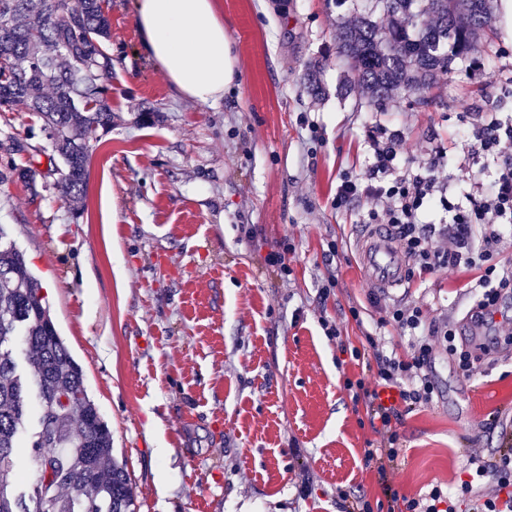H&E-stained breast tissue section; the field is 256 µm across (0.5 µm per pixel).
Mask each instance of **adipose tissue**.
Listing matches in <instances>:
<instances>
[{
    "label": "adipose tissue",
    "mask_w": 512,
    "mask_h": 512,
    "mask_svg": "<svg viewBox=\"0 0 512 512\" xmlns=\"http://www.w3.org/2000/svg\"><path fill=\"white\" fill-rule=\"evenodd\" d=\"M141 45L181 95L218 102L236 83L237 56L216 0H134Z\"/></svg>",
    "instance_id": "1"
}]
</instances>
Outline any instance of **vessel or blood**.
Here are the masks:
<instances>
[{
	"instance_id": "1",
	"label": "vessel or blood",
	"mask_w": 512,
	"mask_h": 512,
	"mask_svg": "<svg viewBox=\"0 0 512 512\" xmlns=\"http://www.w3.org/2000/svg\"><path fill=\"white\" fill-rule=\"evenodd\" d=\"M356 251L374 287L402 286L406 276V260L395 251L387 227L376 224L356 241Z\"/></svg>"
}]
</instances>
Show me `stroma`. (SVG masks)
Wrapping results in <instances>:
<instances>
[{"mask_svg": "<svg viewBox=\"0 0 512 512\" xmlns=\"http://www.w3.org/2000/svg\"><path fill=\"white\" fill-rule=\"evenodd\" d=\"M239 83L216 105L180 95L144 54L133 0H104L111 23L112 129L91 141L84 207L56 188L38 115L0 112V227L25 252L52 318L127 468L137 512H345V498L384 501L455 491L479 448L491 460L512 432V358L465 376L436 362L432 404L403 416L404 454L380 478L365 452L378 436L345 379L368 376L379 327L374 287L354 250L367 203L336 209L343 175L370 163L365 131L401 130L403 160L445 152L449 197L469 192L464 131L479 113L512 117V16L493 20L474 63L420 95L375 106L342 94L336 27L372 0H218ZM319 65L325 95L305 76ZM494 73L497 84L485 82ZM258 232L249 242L244 226ZM337 256H329V242ZM285 249L288 275L266 262ZM335 288H327L328 277ZM475 272L443 268L388 291L429 318H462ZM359 317H352L351 308ZM335 325L330 340L323 322Z\"/></svg>", "mask_w": 512, "mask_h": 512, "instance_id": "stroma-1", "label": "stroma"}]
</instances>
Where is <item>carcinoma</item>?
I'll use <instances>...</instances> for the list:
<instances>
[{
  "label": "carcinoma",
  "mask_w": 512,
  "mask_h": 512,
  "mask_svg": "<svg viewBox=\"0 0 512 512\" xmlns=\"http://www.w3.org/2000/svg\"><path fill=\"white\" fill-rule=\"evenodd\" d=\"M380 16L336 29L344 85L379 103L423 92L480 53L489 0H377ZM0 108L40 114L52 156L63 163L58 191L77 202L86 191L92 135L112 127L105 97L112 78L110 21L102 0H0ZM26 255L0 230V512H135L112 433L88 395L81 366L60 337ZM22 343L30 379L17 371ZM36 390V404L29 401ZM37 480L15 488L14 461L31 418Z\"/></svg>",
  "instance_id": "cac0c4a2"
}]
</instances>
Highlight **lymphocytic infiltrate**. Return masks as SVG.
<instances>
[{
  "label": "lymphocytic infiltrate",
  "instance_id": "1",
  "mask_svg": "<svg viewBox=\"0 0 512 512\" xmlns=\"http://www.w3.org/2000/svg\"><path fill=\"white\" fill-rule=\"evenodd\" d=\"M373 161L360 176L346 175L336 189L337 208L365 200L372 209L368 221L385 224L413 268L431 273L441 268H473L480 270L476 282L480 292L468 317L473 325L491 321L492 344H457L451 320L427 322L416 306L394 304L385 307L388 324L408 336L407 355L386 350L380 336L367 337L374 360L372 381H348L357 397L364 400L370 425L379 436L378 446L365 453L379 475H386L397 462L401 448L397 425L405 413L432 403L436 392L434 367L436 352H443L465 375H473L484 357L491 353L512 356V314L499 312L503 299L512 297V263L495 264L494 254L500 249L503 232L512 224V118L493 115L476 121L472 129V157L490 156L498 167L491 181H484L481 171L472 179L478 194H467L465 201H443L445 192L441 174L447 158L433 151L423 172L401 167L402 135L381 127L369 134ZM442 202L447 222L426 224L425 210ZM473 469L461 480L456 496L445 495L441 488L407 497L386 490V512H457V501H470L472 512H512V434L503 436L496 473L487 491L477 490L478 481L487 478L486 464L479 452L469 454Z\"/></svg>",
  "mask_w": 512,
  "mask_h": 512
}]
</instances>
